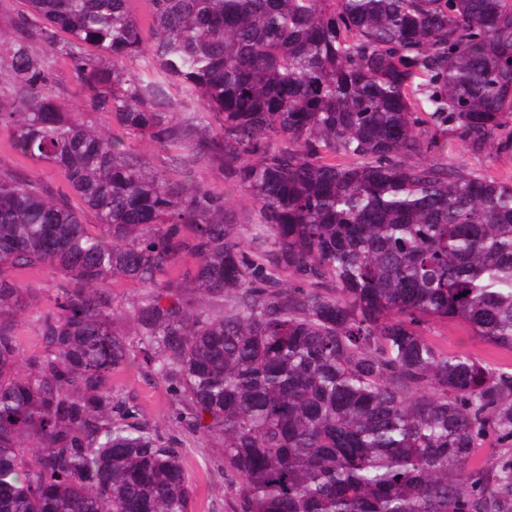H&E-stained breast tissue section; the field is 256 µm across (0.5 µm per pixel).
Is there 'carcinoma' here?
Returning a JSON list of instances; mask_svg holds the SVG:
<instances>
[{"label": "carcinoma", "instance_id": "cac0c4a2", "mask_svg": "<svg viewBox=\"0 0 512 512\" xmlns=\"http://www.w3.org/2000/svg\"><path fill=\"white\" fill-rule=\"evenodd\" d=\"M25 2L0 134L68 191L0 172V512H190L113 383L133 363L210 416L232 512H512V372L425 334L512 353V182L437 155H512V0ZM54 58L112 131L62 106ZM34 273L55 304L26 353ZM111 283L142 293L122 311ZM197 177L200 181L207 183L218 191H225L229 201L236 209L241 224L247 227L251 223L253 214L252 200L242 192L224 186V179L212 168L200 167L197 170ZM17 324V331L22 349L27 353H32L38 350L40 347V340L30 318L22 315L18 317ZM426 334L450 354L472 353L496 367L512 368V354L493 349L480 343L459 324H431Z\"/></svg>", "mask_w": 512, "mask_h": 512}]
</instances>
